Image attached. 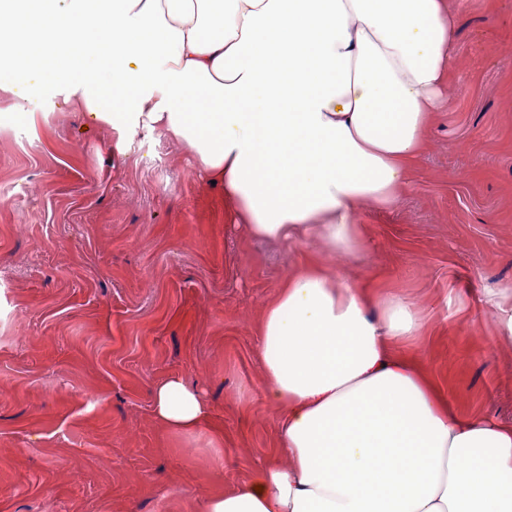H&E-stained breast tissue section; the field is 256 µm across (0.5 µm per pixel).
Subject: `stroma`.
I'll return each instance as SVG.
<instances>
[{
  "label": "stroma",
  "instance_id": "1",
  "mask_svg": "<svg viewBox=\"0 0 512 512\" xmlns=\"http://www.w3.org/2000/svg\"><path fill=\"white\" fill-rule=\"evenodd\" d=\"M446 2L450 105L396 204L361 208L355 260L251 237L160 132L120 156L86 113L0 96V512H205L273 459L260 319L309 265L415 302L424 327L406 352L449 407L512 419V343L490 305L512 286V0ZM171 374L209 398L199 437L152 417Z\"/></svg>",
  "mask_w": 512,
  "mask_h": 512
}]
</instances>
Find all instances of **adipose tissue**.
Wrapping results in <instances>:
<instances>
[{"mask_svg": "<svg viewBox=\"0 0 512 512\" xmlns=\"http://www.w3.org/2000/svg\"><path fill=\"white\" fill-rule=\"evenodd\" d=\"M446 0H0V91L29 73L116 133L190 149L252 237L367 249L361 206H391L445 106ZM419 307L341 271L293 273L258 355L280 409L274 460L205 512H512V423L448 408L398 347ZM206 394L172 375L152 416L197 436Z\"/></svg>", "mask_w": 512, "mask_h": 512, "instance_id": "adipose-tissue-1", "label": "adipose tissue"}]
</instances>
